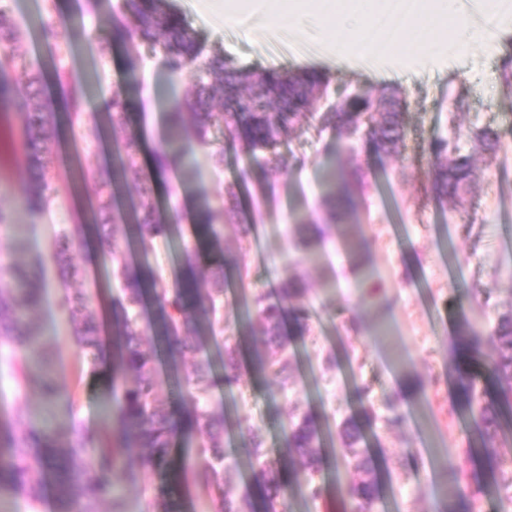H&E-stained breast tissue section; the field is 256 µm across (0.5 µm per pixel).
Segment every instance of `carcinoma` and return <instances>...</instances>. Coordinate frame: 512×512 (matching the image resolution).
<instances>
[{"mask_svg":"<svg viewBox=\"0 0 512 512\" xmlns=\"http://www.w3.org/2000/svg\"><path fill=\"white\" fill-rule=\"evenodd\" d=\"M125 8L127 18L114 25L112 42L131 49L142 44L152 46L171 73L192 70L197 89V97L190 104L194 116L192 132L203 141L211 127L224 123L225 137L243 143L244 167L240 171L243 182L251 173L262 172L272 164L273 159L267 154H275L301 115L318 117L324 128H339L359 136L364 148L376 155L396 154L404 142L402 102L395 94L377 104L357 95L336 100L328 92L327 81L314 72H243L218 56L207 55L205 46L184 20L177 13L161 8L160 0H125ZM25 54L22 34L9 16L8 5L2 4L0 93L14 92L15 76L24 79L25 93L16 100V107L27 160L25 199L29 207L43 209L52 191L46 156L54 132L47 112L38 104L40 78L27 69ZM61 83L65 85L68 111L74 122L79 123L86 112L83 88L67 79ZM128 107L127 97L120 92L103 103V111L112 115L114 124L126 123ZM167 121L171 139L153 155L154 165L161 172L185 163V154L179 146L187 133L182 125L181 105L169 109ZM470 136L492 150L500 143L499 132L489 126L471 129ZM140 151L141 143L133 130L116 145L115 167L124 177L137 174ZM429 151L437 160L432 190L445 203L466 190L472 171L471 158L441 138L429 144ZM362 185L363 174L357 168L339 167L331 178L323 207L328 223L341 234L358 228L354 195ZM99 207L112 208V219L126 222V235L143 249L153 240L166 238L173 232V225L159 214L150 186H143L138 200L124 210L109 198L100 200ZM226 213L228 210L214 209L208 203L196 213L194 242L186 248L191 271L171 283L151 267L126 258L120 239L98 233L100 243L110 248L117 261L119 280V288L112 294L109 305L114 336L109 373L114 396L112 442L91 453L76 432L68 449L62 451L56 445L52 429L27 423L25 415L19 412L10 430L0 427V447L8 449V457L0 459V494H26L34 500L45 472L50 469L54 473L61 512H98L102 500L108 501V512H124L123 500L112 482L113 471L121 458L120 450L147 449L148 463L158 475L165 477L175 468L171 453L175 439L180 435L190 439L199 434L205 441L206 465L195 474V481L211 499L214 512H246L245 506L255 501L261 503L263 512H289L290 500L297 492L308 501H317L326 493L323 470L329 465L339 471L354 470L357 479L346 484V494L355 502V512H373L379 486L371 458L358 448L363 433L353 420L342 423L339 435L344 448L331 459L320 443V415L310 410L293 417L286 447L289 454L297 457L296 467L269 459L258 432L249 430L240 434L238 452L246 457L249 468L248 494L240 499L224 483L226 416L198 398L215 383L211 363H196L187 372L178 396L163 398L157 391V354L156 350L142 346L140 311L147 300H152L156 308L153 329L163 335L164 350L173 359L198 351L205 339L214 338L216 301L228 286L224 267L237 265L235 259L225 256L218 229ZM76 240L75 235L64 233L56 242L54 257L64 275L75 273L71 254ZM203 259L210 260L215 270V286L205 291L197 288L192 271L194 264ZM6 274L13 287L0 289V346L7 348L14 378L24 388L29 382L27 354L40 343L33 316L41 301V288L34 283V272L24 262L12 263ZM301 293L302 289L290 279L280 288L243 296V305L254 308V317L247 324L248 333L262 337L268 348L265 354L255 358L253 368L260 373H273L283 386L288 384L292 373V361L287 354L291 337L304 336L310 330L312 306L292 304V299ZM63 307L74 325L76 344L90 358L91 365H97L104 351L87 299L67 295ZM287 319L291 329L286 333ZM492 336L499 345V353L489 375L497 389L498 403L482 400L477 392L480 373L472 368L479 345L477 334L469 333V339L461 345L456 368L458 387L467 399L477 434L483 438H491L499 431L500 407L512 406V315L498 320ZM222 350V381L224 389L231 390L240 380V352L237 345L228 342L222 344ZM38 381L51 404L72 409V397L57 390L50 373H42ZM486 464L497 495L512 500V476H504L505 460L489 452Z\"/></svg>","mask_w":512,"mask_h":512,"instance_id":"cac0c4a2","label":"carcinoma"}]
</instances>
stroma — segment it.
Listing matches in <instances>:
<instances>
[{
    "label": "stroma",
    "mask_w": 512,
    "mask_h": 512,
    "mask_svg": "<svg viewBox=\"0 0 512 512\" xmlns=\"http://www.w3.org/2000/svg\"><path fill=\"white\" fill-rule=\"evenodd\" d=\"M202 41L209 54L223 56L234 68L250 70L320 71L332 91L352 90L378 96L386 88L407 101L403 114L406 140L398 155L366 153L355 139L333 129H319L301 118L278 147L281 172L255 176L237 190L240 215L257 226L256 240L242 247L232 226L221 225L224 252L247 269L251 289L278 287L296 278L304 299L313 300L316 314L308 335L294 338V382L280 392L266 373L244 371L238 386L225 392L214 385L206 401L222 409L231 424L228 450L239 444L241 430H261L272 457L288 461L283 446L293 414L313 409L322 414L325 448H340V423L355 418L363 427L366 452L374 459L382 484L375 512H512L491 492L473 488L453 493L445 473L476 468L466 450L478 438L455 378L457 346L463 329L459 317L480 333V367L492 364L496 345L491 333L499 318L512 313V87L504 84L502 67L512 56V7H487L491 39L472 43L468 53L440 50L432 59L391 55L368 69L336 65L328 41L300 25L299 40L317 43V56L268 51L265 31L249 32L225 25L209 0H166ZM121 0H10L11 16L24 36L26 61L41 73L39 103L52 110L55 121L53 174L58 178L52 201L39 212L23 198L25 151L15 112H0V264L23 257L42 286L35 316L42 343L51 350L49 370L65 393L73 396L72 413L49 407L36 388L20 390L7 361L0 360V416L26 411L30 422L55 424L59 443L72 432L100 445L112 433L104 408L112 402L108 364L92 368L73 337V327L61 306L64 295L80 293L100 324L104 346L112 344L109 302L118 282L111 253L98 249L97 212L91 176L111 168L114 148L126 131L144 135L137 177L115 184L120 205L136 200L141 184H154L160 206L177 202L180 219L175 233L156 239L136 261L154 268L166 281L185 270L184 245L193 241V216L203 198H217L233 183L240 144L229 143L223 125H215L208 145L186 136V163L155 181L152 153L167 138V114L153 111L160 85L180 101L194 95L190 73L164 70L146 46L129 53L112 43L114 24L123 21ZM46 23L65 25L66 44L57 46L42 34ZM80 82L87 110L80 123L55 109L65 89L60 74ZM130 101L126 126L113 124L100 106L113 92ZM464 95L468 108L452 112L448 101ZM489 126L503 132L497 154L483 151L466 133ZM459 137L472 154L475 176L465 199L440 206L431 189L434 161L430 142ZM223 151V167L211 155ZM360 168L366 187L357 198L359 233L370 243L366 273L380 285L379 293L358 288L356 272L335 235H328L319 263L308 262L295 245L297 224L323 223L322 196L330 165ZM81 229L83 241L74 253L76 276L63 279L53 258L54 243L63 231ZM469 298L458 304L459 287ZM241 294L224 291L216 333L236 339L244 359L265 352L259 340L242 328ZM372 389L373 410L364 414L353 396L355 386ZM403 415L398 427H388V415ZM141 448L122 451L113 480L124 494L125 512H155L160 481L146 466Z\"/></svg>",
    "instance_id": "obj_1"
}]
</instances>
